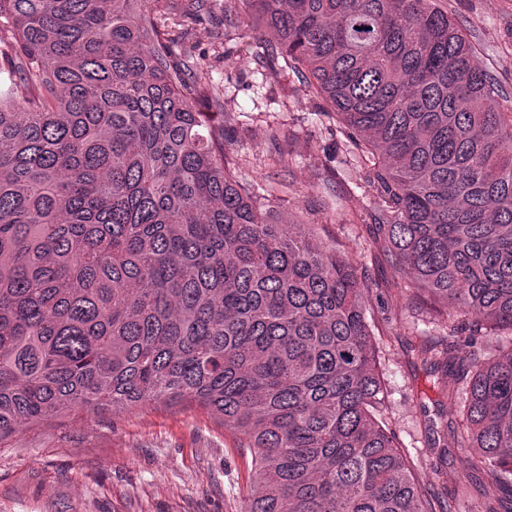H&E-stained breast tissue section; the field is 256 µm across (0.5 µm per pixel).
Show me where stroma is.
<instances>
[{
    "instance_id": "stroma-1",
    "label": "stroma",
    "mask_w": 512,
    "mask_h": 512,
    "mask_svg": "<svg viewBox=\"0 0 512 512\" xmlns=\"http://www.w3.org/2000/svg\"><path fill=\"white\" fill-rule=\"evenodd\" d=\"M200 16L186 0H160L172 20L178 57L201 66L217 88L210 118L225 127L239 175L259 195L277 197L281 211H302L327 242L346 246L370 278L390 276L376 264L364 224L350 199L367 201L363 170L343 137L320 122L317 102L297 79L276 83L260 73L257 33L224 22V0ZM448 12L476 44L512 104V0H448ZM282 161L265 165L267 154ZM381 326V363L388 379L384 416L399 442L454 512H482L477 496L442 479L427 431L443 399L435 374L407 353L417 336H440L429 314L413 315L402 296L374 307ZM250 454L206 409L149 403L119 414L72 411L0 440V512H242L252 490Z\"/></svg>"
}]
</instances>
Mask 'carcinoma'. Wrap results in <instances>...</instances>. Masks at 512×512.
<instances>
[{"label":"carcinoma","instance_id":"obj_1","mask_svg":"<svg viewBox=\"0 0 512 512\" xmlns=\"http://www.w3.org/2000/svg\"><path fill=\"white\" fill-rule=\"evenodd\" d=\"M157 0H0V439L73 409L194 404L251 455L243 512H453L382 416L372 298L453 319L408 353L462 420L433 438L512 488V107L441 0H224L258 60L336 116L365 170L378 282L277 224L172 60ZM466 334L463 347L457 337Z\"/></svg>","mask_w":512,"mask_h":512}]
</instances>
